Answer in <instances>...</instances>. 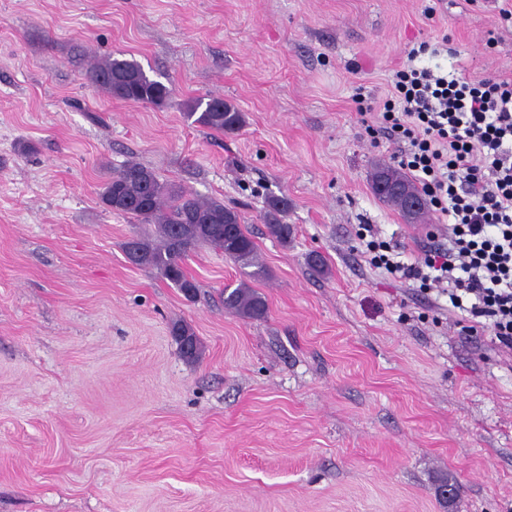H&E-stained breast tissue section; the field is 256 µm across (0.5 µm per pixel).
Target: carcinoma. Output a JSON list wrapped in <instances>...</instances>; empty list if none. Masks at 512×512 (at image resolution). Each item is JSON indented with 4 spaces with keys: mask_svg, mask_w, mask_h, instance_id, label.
Listing matches in <instances>:
<instances>
[{
    "mask_svg": "<svg viewBox=\"0 0 512 512\" xmlns=\"http://www.w3.org/2000/svg\"><path fill=\"white\" fill-rule=\"evenodd\" d=\"M89 77L113 97L134 103L162 104L171 89L149 78L142 67L125 59L108 58L91 68ZM185 118L215 131H234L243 122V115L224 98L214 95L198 97L187 104ZM386 177L406 192L420 191L400 170L377 164L371 173L373 193L387 204L406 212V197L400 193L378 190ZM102 204L113 213L130 217L140 224L157 225V239L132 237L123 244L127 260L143 269L156 272L185 295L196 294L197 284L183 266L184 257L199 244H209L224 252L242 268L247 276L257 280L266 276L257 257V244L245 228L242 215L218 200H201L192 193L159 180L154 170L137 162L125 165L104 183L100 194ZM291 201L286 196H271L266 201L265 219L270 233L288 242L290 226L285 219ZM224 308L240 317L261 320L268 306L244 280L236 287L224 288ZM182 355L195 359L201 353L200 342L192 328L184 322L171 326Z\"/></svg>",
    "mask_w": 512,
    "mask_h": 512,
    "instance_id": "obj_1",
    "label": "carcinoma"
}]
</instances>
